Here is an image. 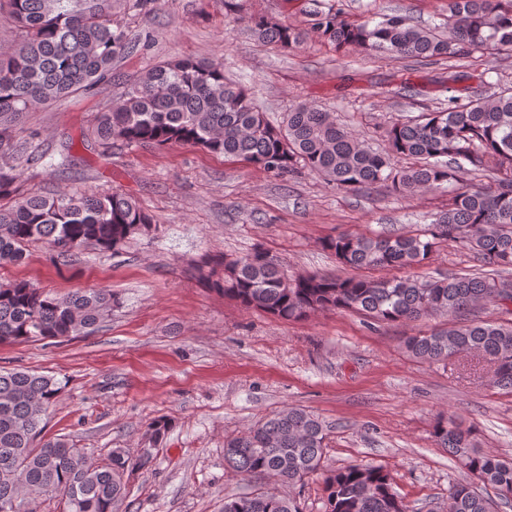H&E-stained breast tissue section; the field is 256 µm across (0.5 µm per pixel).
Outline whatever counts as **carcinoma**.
<instances>
[{"label":"carcinoma","instance_id":"cac0c4a2","mask_svg":"<svg viewBox=\"0 0 512 512\" xmlns=\"http://www.w3.org/2000/svg\"><path fill=\"white\" fill-rule=\"evenodd\" d=\"M20 31L13 47L0 48V265H20L41 243L59 262L72 263L86 244L116 254L135 235L157 229L131 197L119 193L35 194L21 190L13 164V126L37 104H47L112 78V64L135 42L112 21V0H0V10ZM311 26L338 52L359 49L378 58L448 64V106L396 123L387 150L370 149L331 113L299 103L274 125L247 91L226 78L224 62L175 59L144 71L122 101L99 112L89 131L100 156L118 148L199 147L242 158L286 178L298 168L347 189L388 183L402 197L449 188L448 207L422 231L364 236L342 233L322 242L353 270H404L425 262L442 244H463L485 263L512 268V86L486 98L462 95L454 84L467 77L459 61L474 53L512 54V0H448L442 26L426 28L405 16L358 22L342 0L315 3ZM257 38L294 50L302 33L286 23L253 17ZM26 162L48 169L38 146L22 149ZM415 164L396 168L395 157ZM486 176L478 185L468 179ZM207 288L246 309L277 319H307L336 309L366 315L373 323L414 322L444 315L441 328L401 341L422 362H448L476 354L493 364V383L512 393V322L461 320L476 304H504L497 289L511 280L463 273L418 279L298 274L287 276L256 249L241 257L204 256L194 267ZM117 300L106 289L54 295L26 280L0 285V344L88 336L112 315ZM62 392L59 380L25 369H0V506L38 491L59 498V512H117L127 478L151 457L123 448L90 463L62 436L42 435L44 416ZM433 436L469 480L448 488L447 512H497L512 498V458L480 449L474 426L440 418ZM327 426L319 416L289 406L224 442V464L264 479L268 487L224 499V512H301L281 485L293 486L324 470ZM324 512H407L380 466L351 464L324 474ZM495 497L477 491L475 482Z\"/></svg>","mask_w":512,"mask_h":512}]
</instances>
